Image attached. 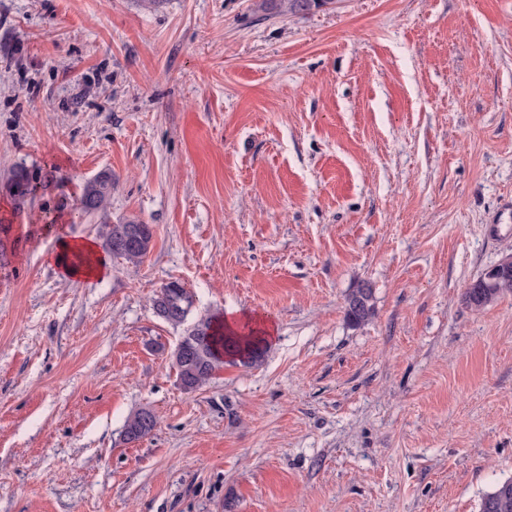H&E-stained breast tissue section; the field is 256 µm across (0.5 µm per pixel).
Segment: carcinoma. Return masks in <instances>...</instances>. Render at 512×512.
Wrapping results in <instances>:
<instances>
[{"instance_id": "obj_1", "label": "carcinoma", "mask_w": 512, "mask_h": 512, "mask_svg": "<svg viewBox=\"0 0 512 512\" xmlns=\"http://www.w3.org/2000/svg\"><path fill=\"white\" fill-rule=\"evenodd\" d=\"M269 11L288 12L292 15L308 14L326 4V0H262ZM10 188L18 202L34 194L27 171L15 170L10 178ZM112 195V175L102 173L86 182L79 201L80 218L94 219L105 214ZM153 227L131 218L110 224L102 232V248L112 256L120 257L133 266L138 265L150 252ZM512 293V268L505 273L492 267L473 280L464 293L466 304L479 309L492 303L499 296ZM194 298L182 284L172 281L162 286L152 300L157 317L173 327H185L184 335L170 353L172 366L176 368L179 384L191 392L208 383L224 366V357L234 358L243 366L259 363L266 352V339L252 333L232 340H224L217 332V322L201 318L188 323ZM347 320L353 325L368 321L375 312L373 290L368 285L354 289L345 304ZM157 426L155 414L141 409L130 416L123 428L122 437L127 443L139 441L150 435ZM479 512H512V478L494 484L481 498Z\"/></svg>"}]
</instances>
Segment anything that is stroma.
Listing matches in <instances>:
<instances>
[{
    "label": "stroma",
    "instance_id": "stroma-1",
    "mask_svg": "<svg viewBox=\"0 0 512 512\" xmlns=\"http://www.w3.org/2000/svg\"><path fill=\"white\" fill-rule=\"evenodd\" d=\"M129 218L139 265L48 262ZM0 243V512H479L512 477V293L462 295L512 254V0H0ZM171 281L266 322L262 361L184 391ZM265 10L288 12L292 15L308 14L313 9L326 4V0H262ZM10 188L19 203L25 202L26 198L37 190V186L32 184V178L23 168L16 169L13 172L10 178ZM112 195V175L102 173L86 182L79 201L80 218L94 219L104 215ZM48 259L66 279H102L111 271L109 257L92 239L61 237ZM345 312L351 324L360 325L368 321L375 312L372 288L361 285L354 289L346 299ZM157 423L153 412L141 409L127 419L122 431L123 440L126 443L139 441L150 435Z\"/></svg>",
    "mask_w": 512,
    "mask_h": 512
}]
</instances>
